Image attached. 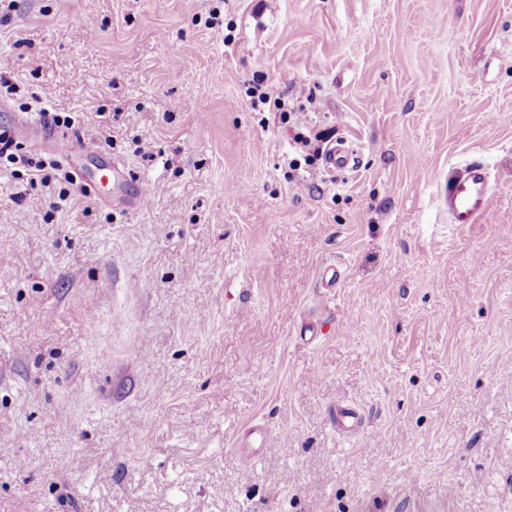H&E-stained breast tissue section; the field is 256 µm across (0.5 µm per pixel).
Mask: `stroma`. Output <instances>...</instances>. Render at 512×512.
Masks as SVG:
<instances>
[{"label": "stroma", "instance_id": "1", "mask_svg": "<svg viewBox=\"0 0 512 512\" xmlns=\"http://www.w3.org/2000/svg\"><path fill=\"white\" fill-rule=\"evenodd\" d=\"M0 74L158 188L0 168V512H512V0H15ZM354 152L346 141L340 140L326 148L324 164L331 172L343 171L354 165ZM27 165L34 168L31 170V177L29 179L31 184L39 180L43 187L53 189L56 182H64L73 185L75 181L70 172L63 170L60 165L54 161L49 162L48 167H46V163L43 161L38 163L27 161ZM491 200L489 171L479 160L471 161L448 176L436 196L439 209L448 210L452 224H476L486 213Z\"/></svg>", "mask_w": 512, "mask_h": 512}]
</instances>
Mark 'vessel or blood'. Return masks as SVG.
Masks as SVG:
<instances>
[{
	"label": "vessel or blood",
	"mask_w": 512,
	"mask_h": 512,
	"mask_svg": "<svg viewBox=\"0 0 512 512\" xmlns=\"http://www.w3.org/2000/svg\"><path fill=\"white\" fill-rule=\"evenodd\" d=\"M12 137L37 142L59 156L67 166L78 168L80 146L75 139L59 137L45 130L41 123L24 118L16 119L11 127ZM354 153L346 141L327 147L324 164L329 171H343L353 166ZM492 200L491 179L486 164L471 161L456 170L441 185L436 196L439 209L445 210L451 223L474 224L486 213Z\"/></svg>",
	"instance_id": "b4317fda"
}]
</instances>
